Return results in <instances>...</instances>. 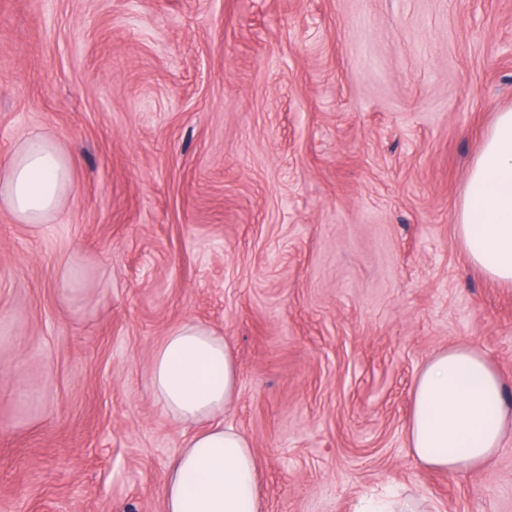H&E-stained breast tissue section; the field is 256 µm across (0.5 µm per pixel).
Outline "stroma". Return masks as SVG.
<instances>
[{"instance_id": "35a3bbf8", "label": "stroma", "mask_w": 512, "mask_h": 512, "mask_svg": "<svg viewBox=\"0 0 512 512\" xmlns=\"http://www.w3.org/2000/svg\"><path fill=\"white\" fill-rule=\"evenodd\" d=\"M508 109L512 0H0V159L75 163L48 223L0 205V512H164L195 428L150 366L186 321L235 353L263 512H512V431L456 476L406 432L454 346L512 397V287L456 230ZM419 505L410 498L394 497L386 500H376L363 496L356 512H419Z\"/></svg>"}]
</instances>
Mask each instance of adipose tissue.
<instances>
[{"label":"adipose tissue","instance_id":"obj_1","mask_svg":"<svg viewBox=\"0 0 512 512\" xmlns=\"http://www.w3.org/2000/svg\"><path fill=\"white\" fill-rule=\"evenodd\" d=\"M71 170L70 155L48 136L32 134L0 168V204L19 223H46L71 193ZM457 232L473 263L512 285V110L497 114L473 160ZM150 373L163 409L196 427L169 467L165 512H261L257 456L243 434L222 422L238 383L227 341L206 326L183 323L164 337ZM511 426L512 401L480 353L450 348L418 375L407 439L423 467L480 471Z\"/></svg>","mask_w":512,"mask_h":512}]
</instances>
